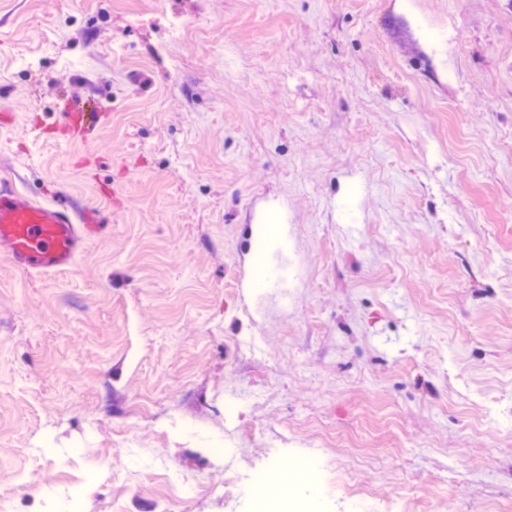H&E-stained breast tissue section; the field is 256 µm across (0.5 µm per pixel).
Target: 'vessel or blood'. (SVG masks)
Segmentation results:
<instances>
[{
  "label": "vessel or blood",
  "mask_w": 512,
  "mask_h": 512,
  "mask_svg": "<svg viewBox=\"0 0 512 512\" xmlns=\"http://www.w3.org/2000/svg\"><path fill=\"white\" fill-rule=\"evenodd\" d=\"M85 238L84 213L38 206L0 189V241L8 245L18 266L31 270L67 267Z\"/></svg>",
  "instance_id": "1"
}]
</instances>
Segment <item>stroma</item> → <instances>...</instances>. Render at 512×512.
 Segmentation results:
<instances>
[{"mask_svg": "<svg viewBox=\"0 0 512 512\" xmlns=\"http://www.w3.org/2000/svg\"><path fill=\"white\" fill-rule=\"evenodd\" d=\"M1 186L13 512H512V0H0ZM85 214L34 205L11 190L0 189V241L11 259L31 270L71 265L86 238ZM252 512H307L308 502L298 496L288 493V489L277 496L267 495L262 488L252 492Z\"/></svg>", "mask_w": 512, "mask_h": 512, "instance_id": "35a3bbf8", "label": "stroma"}]
</instances>
